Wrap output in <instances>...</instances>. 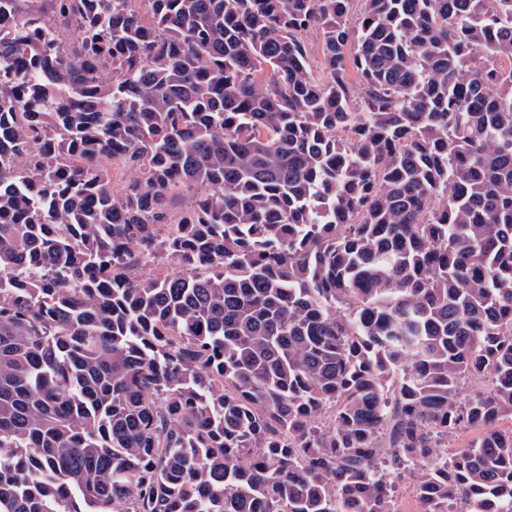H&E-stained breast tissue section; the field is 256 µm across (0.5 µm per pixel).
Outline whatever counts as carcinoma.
<instances>
[{
  "label": "carcinoma",
  "instance_id": "cac0c4a2",
  "mask_svg": "<svg viewBox=\"0 0 512 512\" xmlns=\"http://www.w3.org/2000/svg\"><path fill=\"white\" fill-rule=\"evenodd\" d=\"M134 2L0 0V512H512V0ZM303 40L309 50V58L312 71L315 75L322 76V35L318 29H310L303 35ZM395 502L399 511L416 512L420 501L413 493L412 480L409 476H402L396 480Z\"/></svg>",
  "mask_w": 512,
  "mask_h": 512
}]
</instances>
